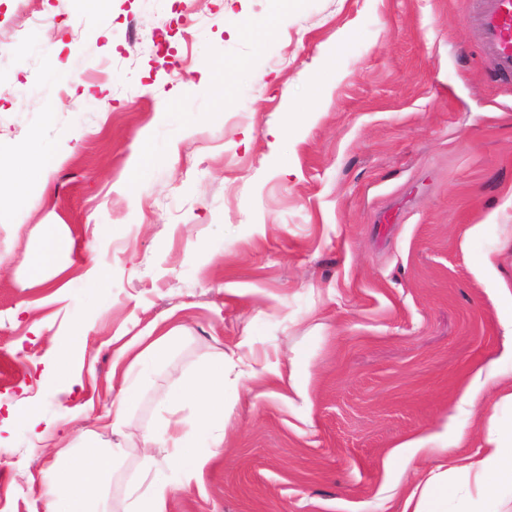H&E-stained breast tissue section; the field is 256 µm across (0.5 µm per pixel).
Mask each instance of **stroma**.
<instances>
[{
    "label": "stroma",
    "instance_id": "stroma-1",
    "mask_svg": "<svg viewBox=\"0 0 512 512\" xmlns=\"http://www.w3.org/2000/svg\"><path fill=\"white\" fill-rule=\"evenodd\" d=\"M467 0H0V160L57 162L13 206L0 173V512H46L62 455L113 453L108 512L150 483L137 441L101 428L123 344L180 327L142 375L160 390L224 361V445L169 512H401L449 460L395 446L449 413L476 452L512 406H458L473 365L504 377L493 253L512 284V83L493 78ZM274 20L272 30L250 25ZM148 139L151 157L139 161ZM401 210L396 224L378 214ZM70 247L33 275L42 227ZM483 225L479 237L464 230ZM66 372H59L60 352ZM266 362L309 403L244 389ZM36 408L44 438L24 420ZM449 512H512L458 483Z\"/></svg>",
    "mask_w": 512,
    "mask_h": 512
}]
</instances>
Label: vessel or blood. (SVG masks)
Segmentation results:
<instances>
[{
  "label": "vessel or blood",
  "instance_id": "obj_1",
  "mask_svg": "<svg viewBox=\"0 0 512 512\" xmlns=\"http://www.w3.org/2000/svg\"><path fill=\"white\" fill-rule=\"evenodd\" d=\"M467 20L495 76L512 79V0H468Z\"/></svg>",
  "mask_w": 512,
  "mask_h": 512
}]
</instances>
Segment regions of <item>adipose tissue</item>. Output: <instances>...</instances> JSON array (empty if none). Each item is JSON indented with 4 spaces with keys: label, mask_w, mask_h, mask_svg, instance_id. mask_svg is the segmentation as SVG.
<instances>
[{
    "label": "adipose tissue",
    "mask_w": 512,
    "mask_h": 512,
    "mask_svg": "<svg viewBox=\"0 0 512 512\" xmlns=\"http://www.w3.org/2000/svg\"><path fill=\"white\" fill-rule=\"evenodd\" d=\"M176 335V330L171 329L152 341L139 339L121 348L112 363L113 368L122 369L125 374L123 386L112 400L109 424L113 429L126 426L127 412L141 396L135 370L147 362L164 360ZM162 399L179 409L192 408V419H169L162 430L142 433L139 439L143 447L167 449L180 468L182 483L187 485L197 478L204 463L218 454L224 442L223 437L212 433L215 420L224 415L223 363L208 365L165 391ZM112 468V457L96 450L65 461L45 491L47 512H102L98 492ZM459 471L480 485H512V425L496 428ZM454 494L455 485L447 473H431L410 494L414 503L411 512H448V501Z\"/></svg>",
    "instance_id": "1"
}]
</instances>
